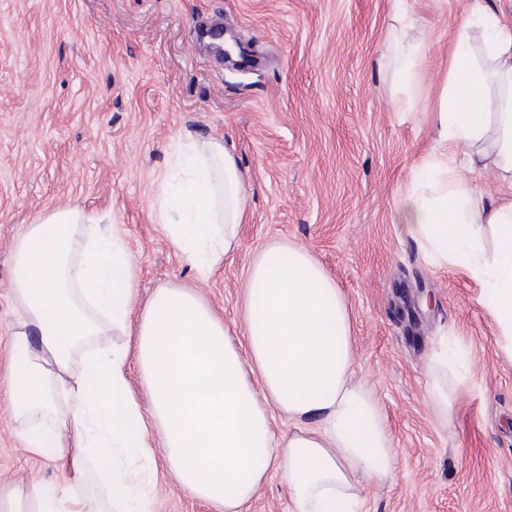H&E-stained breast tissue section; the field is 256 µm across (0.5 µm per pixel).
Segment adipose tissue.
<instances>
[{"label":"adipose tissue","instance_id":"1","mask_svg":"<svg viewBox=\"0 0 512 512\" xmlns=\"http://www.w3.org/2000/svg\"><path fill=\"white\" fill-rule=\"evenodd\" d=\"M413 28L411 15H398L388 39L410 78L424 58ZM437 122L466 161L430 155L399 221L432 264L465 268L512 341V23L483 0L456 30ZM485 171L500 181L492 203L474 187ZM245 212L235 156L222 141L185 137L155 217L201 277L237 246ZM12 258L20 320L10 416L28 447L53 448L64 484H0V512H154L150 466L160 453L216 512H243L273 470L287 480L290 512H353L356 474L393 476L397 453L381 406L354 378L347 302L304 246L273 241L249 264L242 348L191 288L156 289L133 314L122 231L95 213L66 206L36 217ZM115 332L133 347L107 344ZM427 373L429 403L448 420L468 379L445 357L432 358ZM274 408L294 431L274 432Z\"/></svg>","mask_w":512,"mask_h":512}]
</instances>
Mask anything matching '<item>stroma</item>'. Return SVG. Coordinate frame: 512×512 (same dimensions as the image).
Segmentation results:
<instances>
[{
	"label": "stroma",
	"instance_id": "stroma-1",
	"mask_svg": "<svg viewBox=\"0 0 512 512\" xmlns=\"http://www.w3.org/2000/svg\"><path fill=\"white\" fill-rule=\"evenodd\" d=\"M471 0H0V482L58 487L4 409L18 310L11 244L37 215L76 205L119 225L136 307L197 289L231 335L242 282L270 241L306 246L349 305L356 376L398 452L393 477H358L357 512H512V343L463 267L434 266L396 220L400 198L447 149L435 110ZM422 25L417 81L384 58L396 12ZM233 34L246 70L203 31ZM223 140L248 185L239 245L205 279L154 216L186 134ZM462 347L469 388L440 424L427 363ZM155 512H215L154 471Z\"/></svg>",
	"mask_w": 512,
	"mask_h": 512
}]
</instances>
